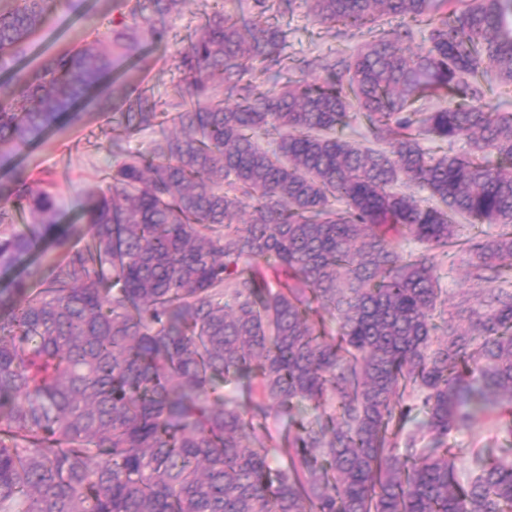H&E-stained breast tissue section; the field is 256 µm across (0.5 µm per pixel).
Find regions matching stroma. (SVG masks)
<instances>
[{"label": "stroma", "instance_id": "obj_1", "mask_svg": "<svg viewBox=\"0 0 512 512\" xmlns=\"http://www.w3.org/2000/svg\"><path fill=\"white\" fill-rule=\"evenodd\" d=\"M135 0H84L85 19H77L63 0L52 13L48 25L33 40L25 61L27 70L44 64L64 45L80 40L94 29L107 34L112 18L129 15ZM213 0H190L179 14L168 21L165 42L149 49L145 63L121 65L105 80L108 109H100L97 94H90L76 108L77 118L62 116L43 140L14 148L13 159L33 177L51 173L57 182V203L62 225L77 224L81 206L104 185L103 178L119 159L110 152L112 129L122 120L123 100L130 88L149 89L157 99L175 96L180 75L173 56L180 42L191 33L203 11ZM358 37H337L335 29L312 23L305 7H297L288 25L289 54L316 55L328 50L353 52ZM507 414L481 415L467 429L451 431L448 445L453 448L460 474L470 468L474 448L498 449L512 441L504 430Z\"/></svg>", "mask_w": 512, "mask_h": 512}]
</instances>
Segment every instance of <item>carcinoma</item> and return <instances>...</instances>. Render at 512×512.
I'll return each mask as SVG.
<instances>
[{"label":"carcinoma","mask_w":512,"mask_h":512,"mask_svg":"<svg viewBox=\"0 0 512 512\" xmlns=\"http://www.w3.org/2000/svg\"><path fill=\"white\" fill-rule=\"evenodd\" d=\"M296 2L204 12L177 95L125 96L84 245L57 230L54 182L0 154V512H512L509 454L473 448L463 477L447 443L512 406V0H302L364 37L311 60L286 53ZM52 4L5 0L1 65ZM186 4L136 0L16 75L0 148L145 61ZM454 271L486 288L448 305Z\"/></svg>","instance_id":"1"}]
</instances>
